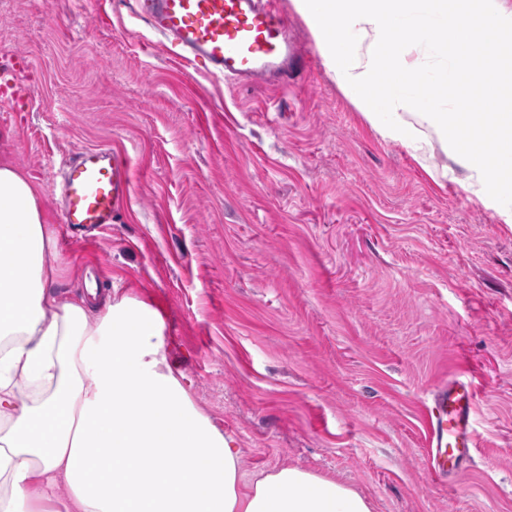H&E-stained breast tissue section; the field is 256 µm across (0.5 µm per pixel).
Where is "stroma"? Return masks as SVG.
Returning <instances> with one entry per match:
<instances>
[{
	"mask_svg": "<svg viewBox=\"0 0 512 512\" xmlns=\"http://www.w3.org/2000/svg\"><path fill=\"white\" fill-rule=\"evenodd\" d=\"M278 2L306 66L265 89L176 60L121 0H0V153L42 187L63 256L50 288L158 310L169 364L245 473L298 466L374 512H512V224L434 128L415 153L369 122ZM86 147L122 151L132 176L91 237L64 229L53 191ZM463 365L477 452L442 488L422 416Z\"/></svg>",
	"mask_w": 512,
	"mask_h": 512,
	"instance_id": "obj_1",
	"label": "stroma"
}]
</instances>
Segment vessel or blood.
<instances>
[{
	"instance_id": "b4317fda",
	"label": "vessel or blood",
	"mask_w": 512,
	"mask_h": 512,
	"mask_svg": "<svg viewBox=\"0 0 512 512\" xmlns=\"http://www.w3.org/2000/svg\"><path fill=\"white\" fill-rule=\"evenodd\" d=\"M126 8L181 61L203 62L210 76L285 87L302 71L277 0H127ZM130 191L124 155L83 149L66 163L59 184L61 221L89 229L116 223ZM478 403L463 371L432 388L423 428L433 482L445 484L471 465Z\"/></svg>"
}]
</instances>
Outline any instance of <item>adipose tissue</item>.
Listing matches in <instances>:
<instances>
[{"label": "adipose tissue", "mask_w": 512, "mask_h": 512, "mask_svg": "<svg viewBox=\"0 0 512 512\" xmlns=\"http://www.w3.org/2000/svg\"><path fill=\"white\" fill-rule=\"evenodd\" d=\"M59 267L38 184L0 155V512H372L295 466L245 475L160 315L92 288L58 301Z\"/></svg>", "instance_id": "obj_1"}]
</instances>
